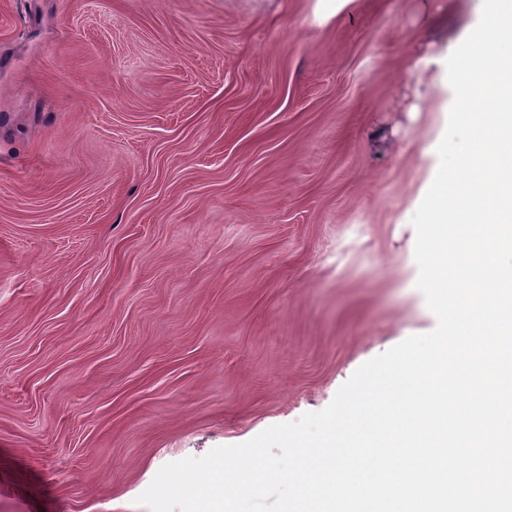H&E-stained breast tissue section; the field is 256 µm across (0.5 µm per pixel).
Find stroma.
Segmentation results:
<instances>
[{
	"instance_id": "35a3bbf8",
	"label": "stroma",
	"mask_w": 512,
	"mask_h": 512,
	"mask_svg": "<svg viewBox=\"0 0 512 512\" xmlns=\"http://www.w3.org/2000/svg\"><path fill=\"white\" fill-rule=\"evenodd\" d=\"M482 0H0V512H149L437 320L411 218Z\"/></svg>"
}]
</instances>
